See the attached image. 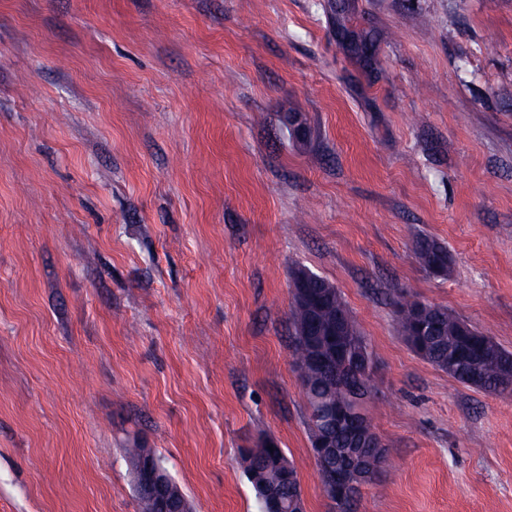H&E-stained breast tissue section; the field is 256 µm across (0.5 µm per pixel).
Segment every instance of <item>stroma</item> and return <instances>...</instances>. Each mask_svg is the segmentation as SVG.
<instances>
[{
	"instance_id": "obj_1",
	"label": "stroma",
	"mask_w": 512,
	"mask_h": 512,
	"mask_svg": "<svg viewBox=\"0 0 512 512\" xmlns=\"http://www.w3.org/2000/svg\"><path fill=\"white\" fill-rule=\"evenodd\" d=\"M299 266L375 356L351 512H512V395L396 326L410 294L512 352V0H0V512H138L132 448L191 512H260L268 438L339 512ZM415 254L419 264L429 274L448 276L452 270L453 258L448 249L429 237H422L415 243Z\"/></svg>"
}]
</instances>
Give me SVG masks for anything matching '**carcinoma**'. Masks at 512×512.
I'll list each match as a JSON object with an SVG mask.
<instances>
[{"instance_id":"obj_1","label":"carcinoma","mask_w":512,"mask_h":512,"mask_svg":"<svg viewBox=\"0 0 512 512\" xmlns=\"http://www.w3.org/2000/svg\"><path fill=\"white\" fill-rule=\"evenodd\" d=\"M415 254L423 269L445 277L453 265L448 249L429 238L415 243ZM305 303L291 304L294 327L295 361L317 354L326 363L308 366L303 388L308 403L310 440L325 438L332 447L322 449L318 473L322 483L329 476L344 478V472L333 468L336 449L350 445L346 428H326L314 417L315 399L335 404L351 402L360 387L364 363H374L373 351L366 337L342 299L338 289L324 278L307 280ZM463 319L446 308L426 304L412 296L403 298L397 309L398 331L410 347L435 367L459 382L493 393H512V353L493 337L480 331L466 336L458 332ZM245 471L260 502L261 512H284L289 501L302 489L288 473L291 468L284 451L274 440H267L246 450Z\"/></svg>"}]
</instances>
